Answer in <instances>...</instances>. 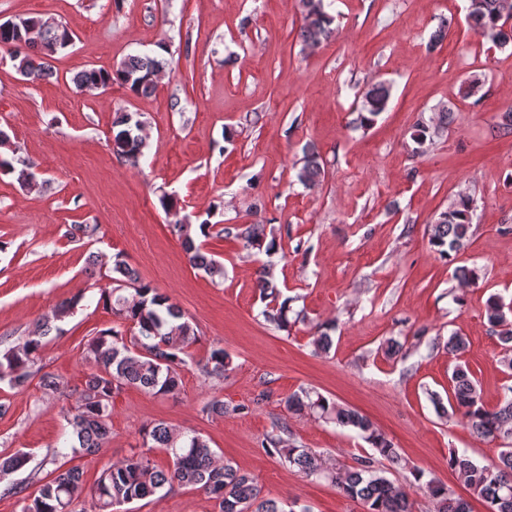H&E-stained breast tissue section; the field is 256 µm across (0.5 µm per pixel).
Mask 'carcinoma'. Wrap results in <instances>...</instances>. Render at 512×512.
I'll return each instance as SVG.
<instances>
[{
  "mask_svg": "<svg viewBox=\"0 0 512 512\" xmlns=\"http://www.w3.org/2000/svg\"><path fill=\"white\" fill-rule=\"evenodd\" d=\"M300 4L304 20L301 36L307 46L314 48L335 32L334 16L327 11L325 0H300ZM509 15H512V0H478L475 7L468 8L467 20L477 34L506 47L512 43V36L504 30ZM73 41L74 34L54 20L19 17L0 23V49L7 51L16 70L33 82L52 74L45 59L67 49ZM168 65L165 58L129 55L112 71L85 70L73 78V83L82 89L107 87L115 82L138 97H147L156 89L158 73ZM390 96V85L385 82L364 88L357 125L371 126L386 110ZM113 127L116 128L113 151L136 164L146 147L138 114L123 113ZM322 174L321 157L311 149L298 170L297 180L310 187L320 181ZM472 212L473 199L458 195L432 225L430 247L442 256L463 248L472 224ZM191 228L188 217L173 225L189 261L212 278L224 276V267L195 244ZM236 237L251 255H270L278 250L274 232H266L262 224H250L238 230ZM105 278L108 285L100 289V299L114 316L129 325V332L114 328L101 330L87 343L86 360L91 369L75 387L79 397L76 405L67 410V420L79 447L90 452L101 450L110 435L112 396L125 386L154 395L177 394L181 373L187 366V349L197 341L193 324L183 319L166 296L141 282L138 273L122 259L113 262ZM259 282L270 298L259 316L280 330H288L290 300L279 299L271 268L259 269ZM128 289L131 293L124 294ZM70 311V306H60L54 310L52 319L60 320ZM485 318L503 350L501 365L512 371V303H505L498 295L491 296L485 306ZM50 320H44L22 345L0 352L1 381L23 388L37 375L44 392H61L56 375L37 366L44 338L50 331ZM228 369L229 357L221 347L211 349L202 365L207 376L218 379ZM451 383V412L466 421L479 436L501 439L504 448L497 460L484 465L454 450L449 453L448 464L463 479L471 495L484 501L486 512H512V388L496 408L488 409L467 368L457 367ZM286 406L298 415L357 429L379 458L392 466L401 464L397 449L366 417L338 405L317 390L302 388L292 393L286 399ZM281 443L277 435L269 434L265 438L269 453L310 478L331 481L344 495L360 501L364 512H412L409 492L390 481L385 470L375 466V458L361 457L357 466L338 473L315 453L304 448H285ZM142 447L146 451L134 452L102 470L88 493L90 506H85L83 500L81 469L66 468L61 463L40 479L34 494L25 493L22 486L12 488V493L19 496L20 512H117L125 504L154 496L175 484L198 489L216 499L220 512H248L252 507L255 512H294L274 500L260 499L261 488L254 479L221 461L209 441L195 432H176L163 421L155 422L143 428ZM154 448L169 455L172 465L164 469L155 464L149 455ZM28 460L29 453L25 451L0 453V474L21 469ZM413 477L417 483L424 482L436 512H472L469 500L455 494L445 483L434 479L423 481L424 472L420 469L413 470Z\"/></svg>",
  "mask_w": 512,
  "mask_h": 512,
  "instance_id": "carcinoma-1",
  "label": "carcinoma"
}]
</instances>
